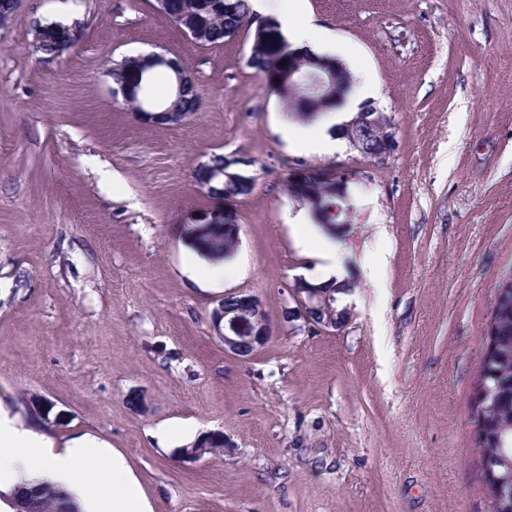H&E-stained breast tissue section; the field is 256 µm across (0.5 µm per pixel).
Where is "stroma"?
I'll return each instance as SVG.
<instances>
[{"instance_id": "1", "label": "stroma", "mask_w": 512, "mask_h": 512, "mask_svg": "<svg viewBox=\"0 0 512 512\" xmlns=\"http://www.w3.org/2000/svg\"><path fill=\"white\" fill-rule=\"evenodd\" d=\"M380 86L385 161L293 148L248 30L202 48L155 0H19L0 28V407L65 447L119 452L152 512H491L473 422L492 306L512 276V0H308ZM83 30L60 60L36 24ZM179 56L201 105L177 127L112 96L111 62ZM252 158L240 241L219 284L192 278L182 220L195 167ZM359 171L339 239L360 276L337 332L286 319L314 258L297 246L289 162ZM261 297L273 337L240 361L211 312ZM175 425L182 437L166 436ZM219 431L223 448L181 449Z\"/></svg>"}]
</instances>
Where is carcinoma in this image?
Masks as SVG:
<instances>
[{
  "instance_id": "1",
  "label": "carcinoma",
  "mask_w": 512,
  "mask_h": 512,
  "mask_svg": "<svg viewBox=\"0 0 512 512\" xmlns=\"http://www.w3.org/2000/svg\"><path fill=\"white\" fill-rule=\"evenodd\" d=\"M159 11L181 27L186 21L193 23L198 30L196 43L201 47L223 44L225 39L247 26L251 18L248 0H162ZM312 55L307 49L296 54L288 49L274 20H266L263 34L251 32L248 66L261 75L270 89L277 91L288 112L302 119L329 110L338 102L334 94L317 90L305 92L303 87L310 83L308 79L300 83L279 79V74L288 71L290 65L301 72L310 71ZM138 67V57H128L122 66L112 70V82L134 81ZM284 185L288 196L306 205L320 223H339L344 194L336 187L318 181H294L289 177L285 178ZM231 223L232 220L226 218L222 224H199L188 241L208 259L221 261L238 245L239 236ZM487 338L492 348L482 355L479 387L484 399L474 410L480 458L504 456L512 462V279L503 281L497 290ZM486 487L492 512H512V493L500 495L495 486L488 483ZM21 500L26 503L27 512H80L49 481L27 489Z\"/></svg>"
}]
</instances>
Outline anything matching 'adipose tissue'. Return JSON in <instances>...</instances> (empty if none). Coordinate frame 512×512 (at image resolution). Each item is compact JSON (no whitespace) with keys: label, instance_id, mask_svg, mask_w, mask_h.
Instances as JSON below:
<instances>
[{"label":"adipose tissue","instance_id":"obj_1","mask_svg":"<svg viewBox=\"0 0 512 512\" xmlns=\"http://www.w3.org/2000/svg\"><path fill=\"white\" fill-rule=\"evenodd\" d=\"M255 12H274L293 47L333 56L343 48L327 29L315 24L305 0H282L271 7L270 0H250ZM378 86L363 78L354 92L336 109L323 112L311 124L297 126L284 121L280 132L289 144L308 153H328L335 145L327 129L339 124L362 99L377 93ZM297 245L313 252L317 263L312 275L317 284L338 288L340 301H347L349 269L339 243L323 236L310 224L305 213L294 219ZM42 481L60 486L83 512H151L139 483L122 455L110 452L89 437L74 440L58 450L45 435L25 429L0 410V491L11 493Z\"/></svg>","mask_w":512,"mask_h":512}]
</instances>
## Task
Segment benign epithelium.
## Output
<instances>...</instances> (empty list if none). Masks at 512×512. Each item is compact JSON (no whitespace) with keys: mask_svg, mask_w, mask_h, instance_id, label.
Returning <instances> with one entry per match:
<instances>
[{"mask_svg":"<svg viewBox=\"0 0 512 512\" xmlns=\"http://www.w3.org/2000/svg\"><path fill=\"white\" fill-rule=\"evenodd\" d=\"M61 28L67 34V38L60 43V48L50 59L63 58L72 51L77 43L73 39L79 31V26L71 24L58 27L52 23L39 24L34 29L33 46L36 51L42 50L43 40L46 34ZM145 61L137 83V95L139 99L138 110L135 116L145 124L153 126L177 127L187 118V113L174 109L171 101L158 100L150 95L151 80L154 71L164 70L172 75V89L170 96L179 98L187 90H198V84L192 73L186 68L182 60L177 56L165 53H149L141 56ZM328 67L326 63L317 64V70L311 73V77L318 80L320 87L333 91L337 89L335 80L339 79L338 69ZM363 128L367 134H380V146L372 158L382 161L394 151V134L390 117L371 104H363L358 112L349 120L342 123L339 132L343 138L358 151L365 155L364 140L356 134V128ZM251 165L249 158L237 156L224 160V168L215 169L210 174V182L215 184H232L240 181L249 182L251 178L231 170L233 166ZM288 173L301 180L311 179L331 183L335 186L345 187L349 182L358 178L359 172L343 169L335 166H308L301 168L293 163L288 167ZM236 197L226 195L222 198L215 197L213 206L199 216L189 214L184 219L186 224H219L227 217L237 218L235 211ZM294 306L287 311L288 318L294 322L300 320L310 330L315 332H331L341 329L345 322L339 320L335 307L333 290L330 288H318L302 278L294 280L288 288ZM320 309L323 314L312 315L314 309ZM212 327L215 336L224 343V352L240 359L246 360L260 347L264 346L271 338L272 332L269 317L264 308L262 299L252 293L230 292L217 300V305L211 314Z\"/></svg>","mask_w":512,"mask_h":512,"instance_id":"7a95c632","label":"benign epithelium"}]
</instances>
